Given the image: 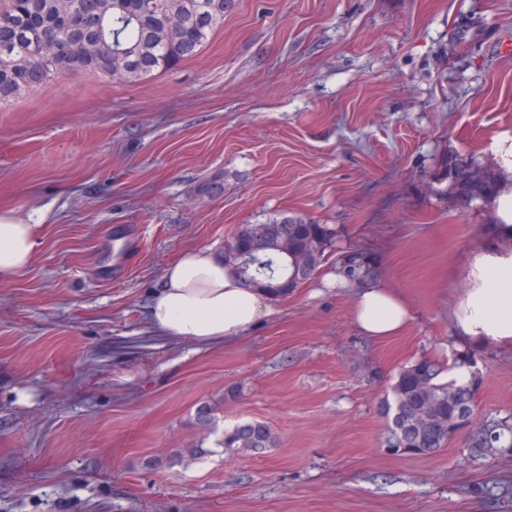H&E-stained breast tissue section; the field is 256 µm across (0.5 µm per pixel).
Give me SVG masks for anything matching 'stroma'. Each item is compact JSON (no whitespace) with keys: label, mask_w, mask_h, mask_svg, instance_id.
<instances>
[{"label":"stroma","mask_w":512,"mask_h":512,"mask_svg":"<svg viewBox=\"0 0 512 512\" xmlns=\"http://www.w3.org/2000/svg\"><path fill=\"white\" fill-rule=\"evenodd\" d=\"M505 129L512 0H233L175 70L1 103L0 212L40 233L0 280V512H512V453L472 458L464 432L432 457L382 447L402 367L465 349L451 309L490 218L444 164L493 166ZM289 217L341 246L258 327L202 346L149 325L181 250ZM355 259L410 302L402 336H362L328 285ZM473 355L479 414L511 415L512 351ZM250 420L276 446L225 454Z\"/></svg>","instance_id":"1"}]
</instances>
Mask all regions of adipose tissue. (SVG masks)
Returning <instances> with one entry per match:
<instances>
[{
	"mask_svg": "<svg viewBox=\"0 0 512 512\" xmlns=\"http://www.w3.org/2000/svg\"><path fill=\"white\" fill-rule=\"evenodd\" d=\"M499 194L492 202L497 223L512 225V130L499 132L493 144ZM39 243L38 227L0 214V280L21 276ZM466 286L455 301L454 334L475 347L512 349V246L486 245L464 259ZM337 285L354 286V322L373 340L401 335L409 325V302L387 282L368 277L351 281L336 274ZM272 312L269 296L242 287L224 267L222 254L208 248L180 252L166 266L152 294L147 318L158 333L199 344L243 336Z\"/></svg>",
	"mask_w": 512,
	"mask_h": 512,
	"instance_id": "ef3b65f1",
	"label": "adipose tissue"
}]
</instances>
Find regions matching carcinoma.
I'll use <instances>...</instances> for the list:
<instances>
[{
	"mask_svg": "<svg viewBox=\"0 0 512 512\" xmlns=\"http://www.w3.org/2000/svg\"><path fill=\"white\" fill-rule=\"evenodd\" d=\"M71 9L85 16L74 29L60 17L61 0H0V103L56 78L95 73L123 83H137L149 76L177 68L199 54L214 31L224 23L231 0H68ZM92 44L95 51L86 52ZM457 182L451 191L466 208L485 207L497 193V174L483 169L482 180L467 182L475 161L449 156ZM274 233L292 238L312 270L336 249L338 232L325 224H271ZM255 252L259 264L234 270L248 288L278 299L293 289L294 261L274 249V238L252 240L243 234L224 243V252L238 248ZM444 367L421 358L405 366L392 386L394 405L383 404L392 414L383 444L390 448H443L448 444V418L456 407L448 405V392L472 405L474 380L458 384L441 381ZM488 447L512 446V423L491 418L484 422ZM276 444L272 429L261 421L240 423L224 432V450L231 455L252 456Z\"/></svg>",
	"mask_w": 512,
	"mask_h": 512,
	"instance_id": "carcinoma-1",
	"label": "carcinoma"
}]
</instances>
